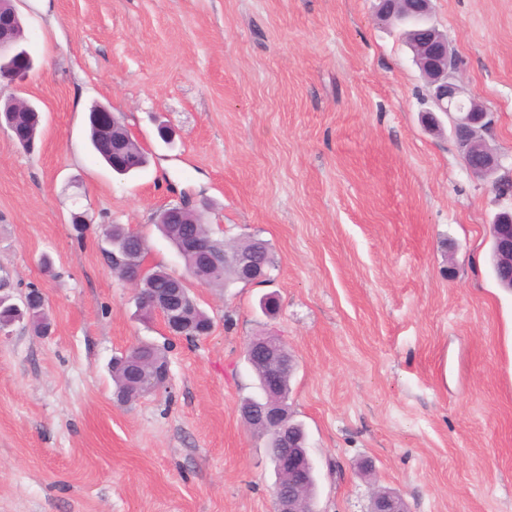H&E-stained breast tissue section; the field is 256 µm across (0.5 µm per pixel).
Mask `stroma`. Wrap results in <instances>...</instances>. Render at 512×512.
Returning <instances> with one entry per match:
<instances>
[{
	"label": "stroma",
	"mask_w": 512,
	"mask_h": 512,
	"mask_svg": "<svg viewBox=\"0 0 512 512\" xmlns=\"http://www.w3.org/2000/svg\"><path fill=\"white\" fill-rule=\"evenodd\" d=\"M373 5L19 0L34 68L0 96L42 124L32 154L0 130V277L43 294L52 329L0 335V512H274L265 440L238 413L258 334L295 360L318 512H366L377 489L408 512H512V292L490 265L512 199L470 174L449 125L423 126L424 80ZM432 19L512 175V0H432ZM97 103L124 113L145 169L94 158ZM183 201L275 257L269 281L192 286L213 321L192 343L140 316L103 256V226L123 224L185 275L152 222ZM143 342L169 378L119 404L111 361Z\"/></svg>",
	"instance_id": "stroma-1"
}]
</instances>
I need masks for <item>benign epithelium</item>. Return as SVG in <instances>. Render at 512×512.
<instances>
[{
	"label": "benign epithelium",
	"mask_w": 512,
	"mask_h": 512,
	"mask_svg": "<svg viewBox=\"0 0 512 512\" xmlns=\"http://www.w3.org/2000/svg\"><path fill=\"white\" fill-rule=\"evenodd\" d=\"M376 17L381 21L394 19L405 22L410 15L421 16L424 27L413 35V61L427 82L434 108L428 111L427 122L435 124L434 113L440 112L450 120L451 135L458 144L464 163L470 173L488 178L501 168V158L490 147L486 135L496 126L495 114L487 111L474 98L465 96L463 83L458 75L455 52L446 36L432 23L431 0H376ZM18 16L12 8L0 12V79L9 83L24 81L33 69L29 54L17 50L15 29ZM39 112L29 100L18 95L0 109V128H6L22 147H28L29 136L18 132L16 124L4 118V113ZM99 126L106 133L100 147L118 163L129 166L125 144L135 137L130 126L122 122L108 106L94 109ZM494 252L503 282L512 286V208L498 212L492 221ZM182 252L193 258L189 274L201 286L207 285V273L216 266L236 268L244 280L259 281L266 278L263 266L243 256L215 246L207 236L186 235L181 243ZM123 269L126 280L134 286L143 299V310L157 314L171 336H180L184 328L194 322L196 302L185 291V279L177 281L174 288L160 294L142 290L144 271L140 265L125 260ZM246 356L251 366L261 370L259 403L240 409L243 419L251 428L272 435L278 449V472L274 487L275 512H318L315 498L303 495L309 481L315 476V466L296 435L281 428L285 415L282 386L287 375L293 372L292 359L283 351V343L276 336H256L246 345ZM126 366L133 372L136 382L128 384L135 391L129 401H136L160 387L168 375L160 377L148 373L150 359L137 352L126 359ZM368 512H407L400 495L386 490H376L371 495Z\"/></svg>",
	"instance_id": "obj_1"
}]
</instances>
